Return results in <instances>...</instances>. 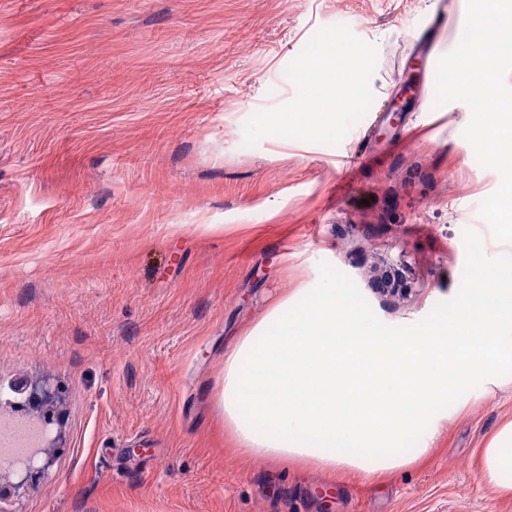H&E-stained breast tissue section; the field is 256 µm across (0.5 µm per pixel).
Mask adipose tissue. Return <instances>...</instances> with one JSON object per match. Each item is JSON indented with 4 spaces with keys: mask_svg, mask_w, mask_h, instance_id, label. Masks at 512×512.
<instances>
[{
    "mask_svg": "<svg viewBox=\"0 0 512 512\" xmlns=\"http://www.w3.org/2000/svg\"><path fill=\"white\" fill-rule=\"evenodd\" d=\"M337 43L300 69L308 112H280L279 137L310 135L326 112L360 92ZM468 289L452 316L401 334L374 321L335 285L278 299L224 358L216 401L224 427L247 456L304 469L344 471L374 483L427 461L448 411L477 387L512 384V265ZM480 475L512 496V422L482 451Z\"/></svg>",
    "mask_w": 512,
    "mask_h": 512,
    "instance_id": "ef3b65f1",
    "label": "adipose tissue"
}]
</instances>
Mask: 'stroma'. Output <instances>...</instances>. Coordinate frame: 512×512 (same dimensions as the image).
Instances as JSON below:
<instances>
[{
	"label": "stroma",
	"instance_id": "1",
	"mask_svg": "<svg viewBox=\"0 0 512 512\" xmlns=\"http://www.w3.org/2000/svg\"><path fill=\"white\" fill-rule=\"evenodd\" d=\"M466 0H0V388L57 386L54 462L6 512H512L480 479L512 386L374 484L234 452L224 354L270 302L336 283L400 330L512 246L437 63ZM434 34L432 56L420 37ZM364 89L281 140L332 34Z\"/></svg>",
	"mask_w": 512,
	"mask_h": 512
}]
</instances>
